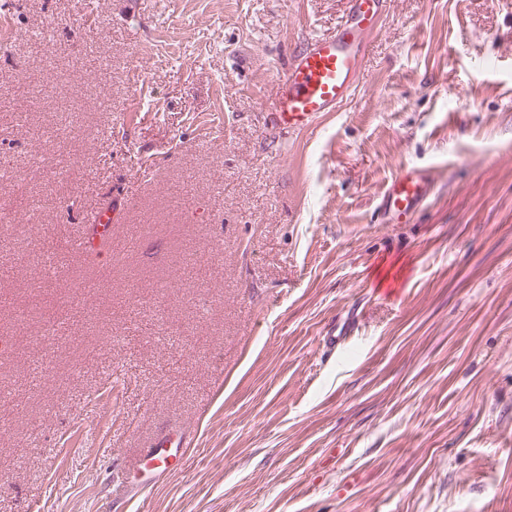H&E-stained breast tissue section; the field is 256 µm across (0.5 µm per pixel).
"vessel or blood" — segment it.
I'll list each match as a JSON object with an SVG mask.
<instances>
[{"mask_svg":"<svg viewBox=\"0 0 512 512\" xmlns=\"http://www.w3.org/2000/svg\"><path fill=\"white\" fill-rule=\"evenodd\" d=\"M348 8L335 31L308 38L292 54L275 86L273 129L296 134L313 127L324 113L337 111L353 94L367 45L387 13L389 0H347ZM426 173L400 169L388 183L380 202L384 215L409 221L424 201Z\"/></svg>","mask_w":512,"mask_h":512,"instance_id":"obj_1","label":"vessel or blood"}]
</instances>
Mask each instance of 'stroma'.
I'll list each match as a JSON object with an SVG mask.
<instances>
[{
  "label": "stroma",
  "instance_id": "1",
  "mask_svg": "<svg viewBox=\"0 0 512 512\" xmlns=\"http://www.w3.org/2000/svg\"><path fill=\"white\" fill-rule=\"evenodd\" d=\"M345 8L0 0V512H512V7L391 0L349 100L267 132ZM429 176L413 167H404L388 183L380 202L383 214L399 223L408 222L424 201Z\"/></svg>",
  "mask_w": 512,
  "mask_h": 512
}]
</instances>
